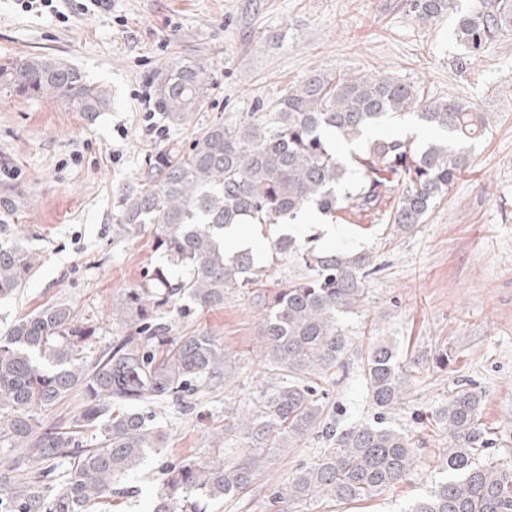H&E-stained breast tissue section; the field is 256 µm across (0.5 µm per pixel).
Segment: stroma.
Listing matches in <instances>:
<instances>
[{"label": "stroma", "mask_w": 512, "mask_h": 512, "mask_svg": "<svg viewBox=\"0 0 512 512\" xmlns=\"http://www.w3.org/2000/svg\"><path fill=\"white\" fill-rule=\"evenodd\" d=\"M451 19L417 22L403 0H53L27 11L0 0V66L29 54L65 59L105 88L112 108L90 116L52 98L22 99L0 88V199L12 198L23 243L39 267L20 293L0 298V331L55 300L70 302L96 335L85 351L94 363L124 333L112 308L160 264L144 233L119 232L112 220L123 187L167 143H190L215 120L272 105L312 70L352 76L410 77L425 96L472 101L489 120L470 170L413 230L395 231L375 211L331 225L324 246L368 251L380 267L344 325L351 340L327 388L338 429L376 419L363 376L372 343L393 344L415 361L401 404L386 418L410 441L416 461L404 483L372 501H325L321 512H408L441 478L448 429L436 414L452 391L472 384L484 397L482 420L494 428L492 451L512 465V38L487 45L466 75ZM207 60L208 95L182 124L150 112L158 74L174 59ZM262 312L238 293L215 310L188 309L175 334L207 331L223 345L238 378L227 388L199 387L189 408L155 409L165 432L108 512H150L166 469L224 440V412L248 407L268 382L255 363ZM447 349V367L437 366ZM328 443L308 434L274 449L266 469L238 499L206 512H269L273 492L316 460Z\"/></svg>", "instance_id": "stroma-1"}]
</instances>
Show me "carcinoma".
I'll return each instance as SVG.
<instances>
[{
	"mask_svg": "<svg viewBox=\"0 0 512 512\" xmlns=\"http://www.w3.org/2000/svg\"><path fill=\"white\" fill-rule=\"evenodd\" d=\"M420 21H439L448 0H404ZM512 32V0H482L453 21L460 53L455 70L468 73L487 44ZM202 61L173 62L154 85L157 108L180 124L199 109L208 87ZM0 85L19 97L49 96L79 112H106L111 98L68 62L24 56L0 67ZM410 120L425 131L389 133ZM370 129L383 134L367 139ZM487 121L476 105L457 97L428 100L420 86L384 72L359 77L314 71L275 105L236 122L215 121L189 149L172 142L149 156L137 181L124 189L115 224L143 232L167 264L185 274L172 279L163 268L129 289L113 306L112 319L126 326L111 350L87 367L84 350L96 328L59 301L44 306L0 334V441L23 449L9 465L25 472L23 490L0 492V512H96L162 444L144 408L180 397L197 384L221 386L230 378L224 347L206 331L171 336L173 313L185 300L202 310L224 307V295L241 293L262 307V363L275 373L245 412L224 416V435L241 431L252 443L242 459L223 457L201 465L185 461L166 473L152 512H199V502L234 500L252 486L268 451L285 448L315 429L331 443L320 458L298 471L273 498L275 512L292 502L318 504L364 500L398 486L415 464V450L384 425L401 404L413 367L386 343L370 348L364 379L377 421L343 431L328 424L321 389L342 365L349 346L343 316L365 299L378 270L373 256L344 247H305L293 233L276 237L271 262L250 249L228 251L224 229L235 224L298 225L314 207L333 221L393 201L388 220L408 232L423 223L473 163L470 146ZM359 143L343 156L330 138ZM13 211L0 200V297H9L33 275L37 258L8 228ZM290 259L300 274L279 288L267 287L273 262ZM86 403L68 422H46L74 389ZM483 396L459 388L439 413L450 444L444 478L410 512H512V467L484 455ZM101 430L99 446L85 448L82 434ZM60 471L61 487L46 481Z\"/></svg>",
	"mask_w": 512,
	"mask_h": 512,
	"instance_id": "obj_1",
	"label": "carcinoma"
}]
</instances>
